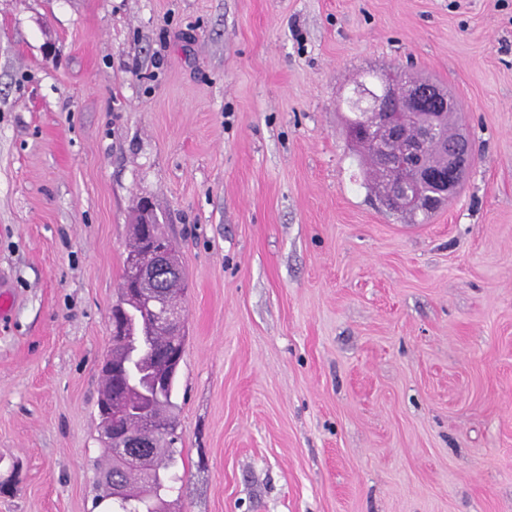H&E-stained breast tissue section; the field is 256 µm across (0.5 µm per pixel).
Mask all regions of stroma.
Wrapping results in <instances>:
<instances>
[{"label":"stroma","mask_w":512,"mask_h":512,"mask_svg":"<svg viewBox=\"0 0 512 512\" xmlns=\"http://www.w3.org/2000/svg\"><path fill=\"white\" fill-rule=\"evenodd\" d=\"M396 67L473 143L424 224L345 129ZM143 202L188 280L169 512H512V0H0V512H104Z\"/></svg>","instance_id":"obj_1"}]
</instances>
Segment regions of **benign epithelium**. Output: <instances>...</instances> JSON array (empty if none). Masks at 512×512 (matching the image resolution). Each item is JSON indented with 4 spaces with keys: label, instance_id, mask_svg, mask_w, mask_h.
Returning <instances> with one entry per match:
<instances>
[{
    "label": "benign epithelium",
    "instance_id": "obj_1",
    "mask_svg": "<svg viewBox=\"0 0 512 512\" xmlns=\"http://www.w3.org/2000/svg\"><path fill=\"white\" fill-rule=\"evenodd\" d=\"M385 82V104L366 113L363 123L348 131V138L369 150L383 177L378 193L386 209H435L461 190L473 164L468 139L455 135L447 140L441 136L448 114L458 111L456 100L437 84L409 82L399 72L385 74ZM140 224L141 250L128 256L120 285L122 300L112 307L115 350L132 338L126 320L130 307L147 309L144 334L164 331L176 336L186 319L184 306L167 300L158 288L160 272L173 266V258L155 233L156 219L150 208L141 211ZM141 425L139 437L117 423L103 426L101 434L108 446L117 450V458L146 469L154 439L173 435L176 426L159 421L147 410Z\"/></svg>",
    "mask_w": 512,
    "mask_h": 512
}]
</instances>
